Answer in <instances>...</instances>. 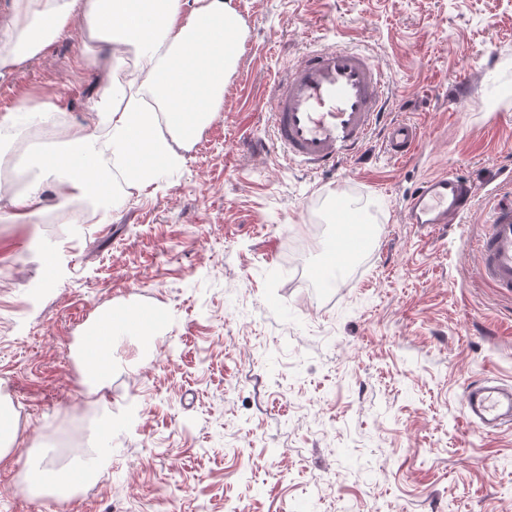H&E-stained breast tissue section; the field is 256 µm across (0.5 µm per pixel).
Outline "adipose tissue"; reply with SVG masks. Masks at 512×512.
Returning a JSON list of instances; mask_svg holds the SVG:
<instances>
[{
  "mask_svg": "<svg viewBox=\"0 0 512 512\" xmlns=\"http://www.w3.org/2000/svg\"><path fill=\"white\" fill-rule=\"evenodd\" d=\"M79 25L80 60L95 59L105 75L88 123L65 128L67 149L44 156L26 188L0 184V216L21 224L41 220L43 192L54 186L66 223L83 224L93 211L68 196L111 201L112 172L102 161L108 143L128 180L143 188L156 178L153 159L179 164L172 136L192 140L218 112L224 79L245 30L225 0H12L0 24V76L36 58ZM103 314L77 340L84 381L96 387L112 371V354L98 341L112 325Z\"/></svg>",
  "mask_w": 512,
  "mask_h": 512,
  "instance_id": "adipose-tissue-1",
  "label": "adipose tissue"
}]
</instances>
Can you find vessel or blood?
Wrapping results in <instances>:
<instances>
[{"mask_svg":"<svg viewBox=\"0 0 512 512\" xmlns=\"http://www.w3.org/2000/svg\"><path fill=\"white\" fill-rule=\"evenodd\" d=\"M387 81L379 65L351 45L307 50L272 87L271 140L260 151H283L312 173L336 170L384 127L387 153L405 159L417 151L422 129L410 122L383 124ZM476 202L474 187L451 172L422 181L409 196L403 221L426 227L461 223ZM336 231L322 263L311 270L319 287L371 250L375 237L346 198L333 210ZM487 227L477 240L479 279L512 298V187L489 194ZM465 421L496 434L512 430V385L485 380L464 391Z\"/></svg>","mask_w":512,"mask_h":512,"instance_id":"obj_1","label":"vessel or blood"}]
</instances>
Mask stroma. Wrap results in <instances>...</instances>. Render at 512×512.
<instances>
[{"label": "stroma", "mask_w": 512, "mask_h": 512, "mask_svg": "<svg viewBox=\"0 0 512 512\" xmlns=\"http://www.w3.org/2000/svg\"><path fill=\"white\" fill-rule=\"evenodd\" d=\"M247 37L219 115L125 187L102 224L0 222V390L17 448L0 462V512H512V431L462 419L466 385L512 384V299L476 275L487 196L512 176V0H229ZM71 29L0 80V114L32 97L85 122L98 74ZM364 48L390 76L380 134L313 175L269 138V87L311 47ZM24 178L60 138L16 126ZM479 191L462 223L401 221L426 177ZM383 246L334 288L311 284L338 187ZM160 312L153 342L112 343L88 388L73 345L101 311ZM112 413V469L67 502L24 490L30 449L58 459L65 417ZM423 136L422 129L414 123L406 121L390 123L384 132L385 149L393 158H409L419 149Z\"/></svg>", "instance_id": "stroma-1"}]
</instances>
